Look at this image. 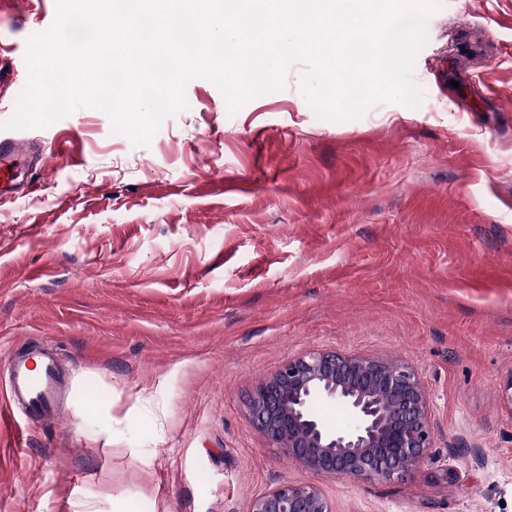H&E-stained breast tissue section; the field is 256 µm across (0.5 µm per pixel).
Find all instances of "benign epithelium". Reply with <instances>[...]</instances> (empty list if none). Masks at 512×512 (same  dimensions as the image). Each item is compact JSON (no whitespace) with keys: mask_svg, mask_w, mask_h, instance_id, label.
I'll list each match as a JSON object with an SVG mask.
<instances>
[{"mask_svg":"<svg viewBox=\"0 0 512 512\" xmlns=\"http://www.w3.org/2000/svg\"><path fill=\"white\" fill-rule=\"evenodd\" d=\"M312 401L339 402L350 424L332 430L306 415ZM258 430L309 471L329 478L391 481L432 446L430 404L418 372L379 357L318 350L288 360L248 400ZM251 512H331L313 484L283 483L256 498Z\"/></svg>","mask_w":512,"mask_h":512,"instance_id":"benign-epithelium-1","label":"benign epithelium"}]
</instances>
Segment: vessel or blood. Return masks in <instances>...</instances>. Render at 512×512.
<instances>
[{
    "label": "vessel or blood",
    "mask_w": 512,
    "mask_h": 512,
    "mask_svg": "<svg viewBox=\"0 0 512 512\" xmlns=\"http://www.w3.org/2000/svg\"><path fill=\"white\" fill-rule=\"evenodd\" d=\"M6 374L13 403L19 404L26 416L47 415L56 408L59 373L53 350L40 349L36 356H9Z\"/></svg>",
    "instance_id": "1"
}]
</instances>
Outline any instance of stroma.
<instances>
[{
  "label": "stroma",
  "instance_id": "35a3bbf8",
  "mask_svg": "<svg viewBox=\"0 0 512 512\" xmlns=\"http://www.w3.org/2000/svg\"><path fill=\"white\" fill-rule=\"evenodd\" d=\"M55 0H0V123ZM419 107L328 122L293 65L229 114L197 78L151 144L81 108L0 198V512H512V0H437ZM57 346L55 415L15 411L10 353ZM312 349L421 375L434 441L401 479L316 475L247 402ZM251 512H331V510L316 485L286 482L256 498Z\"/></svg>",
  "mask_w": 512,
  "mask_h": 512
}]
</instances>
